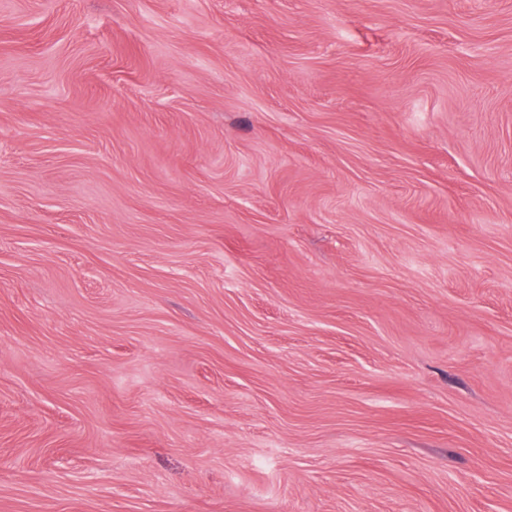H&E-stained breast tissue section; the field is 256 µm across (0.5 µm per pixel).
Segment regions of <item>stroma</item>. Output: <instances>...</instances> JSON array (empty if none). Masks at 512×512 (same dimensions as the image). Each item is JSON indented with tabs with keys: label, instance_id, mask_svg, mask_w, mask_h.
Masks as SVG:
<instances>
[{
	"label": "stroma",
	"instance_id": "obj_1",
	"mask_svg": "<svg viewBox=\"0 0 512 512\" xmlns=\"http://www.w3.org/2000/svg\"><path fill=\"white\" fill-rule=\"evenodd\" d=\"M0 512H512V0H0Z\"/></svg>",
	"mask_w": 512,
	"mask_h": 512
}]
</instances>
